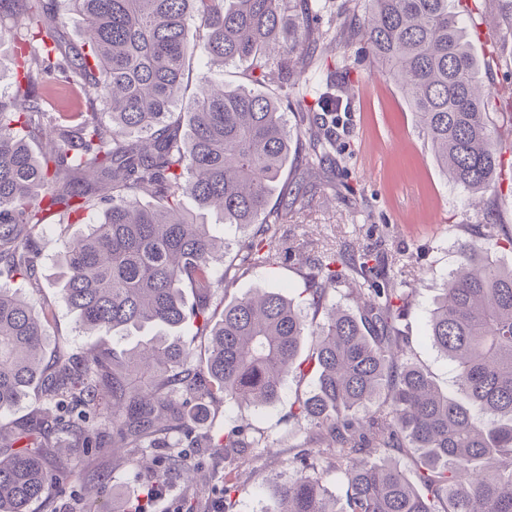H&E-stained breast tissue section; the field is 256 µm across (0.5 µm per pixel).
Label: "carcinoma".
<instances>
[{"label":"carcinoma","instance_id":"obj_1","mask_svg":"<svg viewBox=\"0 0 512 512\" xmlns=\"http://www.w3.org/2000/svg\"><path fill=\"white\" fill-rule=\"evenodd\" d=\"M323 0H0V42L16 48L12 90L0 93V277L41 287L38 263L47 220L73 224L98 213L63 243V301L89 336L160 332L107 366L94 346L46 352L49 304L0 287V415L37 392L24 423L0 421V512L30 505L85 481L80 462L53 453L152 458L198 489L200 458L181 450L246 454L267 441L246 425L224 439L187 427L209 406H268L290 374H312L313 393L290 417L315 429L312 446L271 486L270 512H512V236L483 224L457 244V264L428 325L451 362L464 400L438 387L401 328L411 305L402 288H374L363 271L386 267L370 250L313 256L283 243L277 224L288 200L268 208L292 137L308 136L306 166L330 158L332 130L289 129L280 98L228 89L208 76L184 113L186 72L196 53L211 64L249 62L304 105L300 82L311 47L330 38L316 25ZM66 11L82 19L88 51L64 37ZM197 20L202 42L189 41ZM369 53L403 93L441 170L484 207L502 172L500 134L487 112L485 64L449 0H364L360 25ZM65 91L76 111L54 101ZM37 142L41 151L34 153ZM147 194L151 206L138 197ZM191 196L222 224L259 225L255 239L224 264L216 225L182 208ZM293 259L303 300L258 291L224 303L237 274ZM347 289L350 305L329 302ZM196 293L191 306L183 289ZM322 314L309 321L305 307ZM190 329L207 342L168 332ZM311 339V353L300 357ZM24 445L17 446L18 442ZM418 452L410 470L392 457ZM346 479V507L329 506L324 476ZM245 491L224 476V512Z\"/></svg>","mask_w":512,"mask_h":512}]
</instances>
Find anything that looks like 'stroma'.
I'll return each mask as SVG.
<instances>
[{"instance_id": "stroma-1", "label": "stroma", "mask_w": 512, "mask_h": 512, "mask_svg": "<svg viewBox=\"0 0 512 512\" xmlns=\"http://www.w3.org/2000/svg\"><path fill=\"white\" fill-rule=\"evenodd\" d=\"M479 3L481 13L463 11L461 19L466 31L483 30L481 36H474L473 50L479 60L489 64L485 81L497 97L490 119L501 134L504 159L510 162L512 39H504L501 26L492 21L498 13V0ZM314 55L318 67L308 76L317 94L307 97L306 103L315 105L320 96L329 103L341 102L340 112L322 115L323 123L333 128L336 143L330 161L312 172L304 167L303 145L293 144L281 182L290 186L294 204L279 224L278 235L296 244L317 243L327 253L349 244L396 257V264L373 270L370 277L412 289L406 320L411 346L437 385L457 393L452 367L432 347L427 325L434 302L456 266L458 239L476 236L486 217L469 207L466 191L441 171L413 112L398 88L384 77L353 27L341 29L335 40L317 45ZM343 65L348 68L344 74L339 71ZM246 72L242 62L208 66L203 58H196L185 77L188 93L199 92L205 75L232 88L247 84L258 92L269 91L266 82L247 83ZM85 229L82 223L49 226L39 265L40 298L54 308L47 344L52 347L61 342L73 352L94 344L95 339L79 331L74 315L61 300L56 253L62 239ZM301 285L298 266L291 261L241 275L226 297L231 300L263 288L293 298ZM311 388V379L290 376L274 404L263 408L230 404L213 415L210 424L216 432L243 423L268 441L267 447L252 451L242 468L246 491L237 512H266L270 502L259 494V487L287 478L290 462L311 439V431L299 428L290 417L292 402ZM232 465L223 453L209 452L203 485L191 495L176 472L148 470L106 455L86 458L82 461L88 476L84 484L73 492L37 501L31 512H128L133 494L153 483L164 493L153 505V512H219L221 501L215 489L222 486L224 472Z\"/></svg>"}]
</instances>
